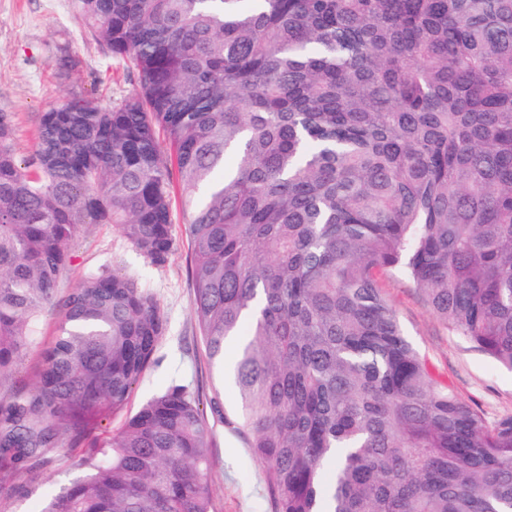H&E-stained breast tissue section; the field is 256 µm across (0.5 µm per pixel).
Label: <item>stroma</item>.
<instances>
[{
	"mask_svg": "<svg viewBox=\"0 0 512 512\" xmlns=\"http://www.w3.org/2000/svg\"><path fill=\"white\" fill-rule=\"evenodd\" d=\"M137 90L128 63L105 55L75 16L71 0H0V112L13 117L18 156L29 155L35 147L39 112L73 96L113 107ZM172 223L174 249L161 267L136 251L115 225H81L61 280L62 289L67 290L91 272L127 273L159 306L165 335L126 407L130 413L169 379H177L203 401L218 383L204 357L192 310L190 250L182 207H174ZM382 286L404 334L441 383L487 421L512 415V370L497 365L436 318L423 295L400 273L384 276ZM209 452V485L216 512H271L262 466L238 435L213 424ZM51 455L50 467L27 471L33 493L13 501L12 512H38L40 498L48 487L65 480L78 451L64 438Z\"/></svg>",
	"mask_w": 512,
	"mask_h": 512,
	"instance_id": "stroma-1",
	"label": "stroma"
}]
</instances>
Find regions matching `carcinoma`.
<instances>
[{
  "mask_svg": "<svg viewBox=\"0 0 512 512\" xmlns=\"http://www.w3.org/2000/svg\"><path fill=\"white\" fill-rule=\"evenodd\" d=\"M140 93L0 112V467H46L121 411L165 334L121 273L59 280L80 224L164 265L184 192L204 356L81 449L40 512H214L210 421L264 467L273 512H512V416L431 376L378 276L512 370V0H72ZM173 158H164L158 133ZM234 404L224 403V386ZM16 480L0 502L24 499Z\"/></svg>",
  "mask_w": 512,
  "mask_h": 512,
  "instance_id": "obj_1",
  "label": "carcinoma"
}]
</instances>
